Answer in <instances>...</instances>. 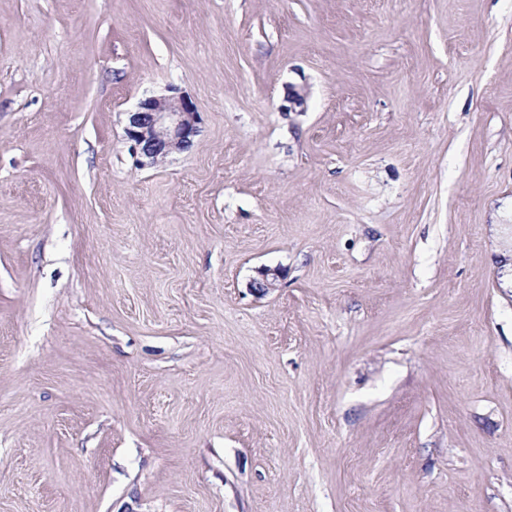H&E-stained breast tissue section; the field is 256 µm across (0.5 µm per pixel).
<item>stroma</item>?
Returning <instances> with one entry per match:
<instances>
[{"label":"stroma","instance_id":"35a3bbf8","mask_svg":"<svg viewBox=\"0 0 512 512\" xmlns=\"http://www.w3.org/2000/svg\"><path fill=\"white\" fill-rule=\"evenodd\" d=\"M0 512H512V0H0ZM168 95L141 99L128 112L127 139L143 164H155L168 155L189 149L200 132L201 116L192 100L177 88Z\"/></svg>","mask_w":512,"mask_h":512}]
</instances>
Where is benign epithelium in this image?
<instances>
[{
    "mask_svg": "<svg viewBox=\"0 0 512 512\" xmlns=\"http://www.w3.org/2000/svg\"><path fill=\"white\" fill-rule=\"evenodd\" d=\"M286 102L288 112L303 108L305 89L288 88ZM200 124V112L192 100L171 87L166 95L149 96L139 101L136 110L129 113L125 134L134 152L146 163L155 164L174 152L190 148Z\"/></svg>",
    "mask_w": 512,
    "mask_h": 512,
    "instance_id": "7a95c632",
    "label": "benign epithelium"
}]
</instances>
